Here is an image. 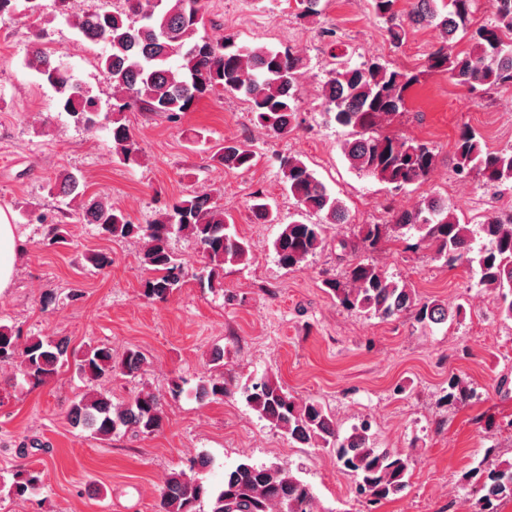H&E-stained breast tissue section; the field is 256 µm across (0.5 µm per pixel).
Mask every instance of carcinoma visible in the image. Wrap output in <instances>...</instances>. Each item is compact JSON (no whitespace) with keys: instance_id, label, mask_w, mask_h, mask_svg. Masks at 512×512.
Here are the masks:
<instances>
[{"instance_id":"obj_1","label":"carcinoma","mask_w":512,"mask_h":512,"mask_svg":"<svg viewBox=\"0 0 512 512\" xmlns=\"http://www.w3.org/2000/svg\"><path fill=\"white\" fill-rule=\"evenodd\" d=\"M200 2L125 0L121 11L86 13L72 21L84 39L108 46L101 63L112 80V112L137 106L174 119L222 89L245 98L255 125L272 136H288L296 127L302 95V57L289 47L240 45L232 36L216 43L196 39L203 19ZM400 2L371 0L372 13L386 24L394 47L402 46L410 31L432 26L438 29L440 42L427 57V70L448 74L456 86L475 97L512 87V0H493V18L483 24L474 21L475 0H409L406 8ZM20 7L31 16L39 14V0H0V15ZM459 37L467 39V49L455 50ZM26 66L58 94L61 107L77 123L88 130L101 123L99 101L55 63L51 53L34 49ZM419 77L416 71L380 58L354 67L338 60L319 89L323 111L336 124L352 129L353 139L343 145L350 167L391 191L427 182L436 166L430 142L381 131L405 111L407 93ZM111 133L113 155L125 165L137 162L141 147L132 129L116 118ZM454 154L457 174L477 177L491 191L512 183V147L490 150L482 135L465 125L454 142ZM213 159L227 169H248L255 155L241 143L226 142ZM280 169L301 216L284 225L273 243L279 263L290 269L323 246L325 225L343 224L347 215L300 157H281ZM54 186L57 196L79 202V220L95 225L98 235L108 240L138 238L139 267L150 273L142 280L148 299L168 298L190 277L202 288H221L224 265L250 259L249 242L231 231L224 208L207 195L189 194L166 206L151 223L134 224L121 209L78 190L76 179L68 173L59 174ZM250 211L262 224L276 221L260 191L254 194ZM311 214L323 216V222L302 220ZM411 230L418 233L417 245L432 250L435 258L450 268L464 267L488 292L500 315L512 320V213L504 217L491 212L474 230L459 222L444 199L431 196L413 210L391 211L384 224L361 225L357 240H341L339 247L351 254L371 250ZM174 235L193 242L200 257L197 271L171 251L169 241ZM323 286L342 306L382 321L411 315L420 323L440 325L464 316L460 305L451 307L439 299L419 301L415 289L362 260L349 263L345 280L325 279ZM68 349L64 338H32L22 346L12 328L0 324V363L15 366L25 383L39 386L72 365L92 385L69 409L73 426L90 429L100 440H109L122 429L142 434L162 429L165 411L158 396L139 392L115 404L105 388L118 370L137 375L146 364L143 353L130 349L117 361L112 348L100 344L72 359ZM226 392L224 377L216 375L201 380L195 390L201 400H222ZM242 395L259 417L283 431L289 441L304 448L332 449L339 468L354 477L356 495L367 502L380 503L409 487L411 455L374 447L368 424L352 428L342 438L318 401H301L267 376L246 384ZM477 398L476 388L452 375L440 400L454 404ZM210 464V457L199 454L186 467L171 472L159 492L160 512H201L206 498L212 500L211 512H319L310 485L289 467L243 462L225 471L224 482L213 489L196 477ZM462 480L469 486L476 512H499L502 503L512 501V460L481 462ZM40 484L39 472L21 471L15 474L9 493L22 497Z\"/></svg>"}]
</instances>
